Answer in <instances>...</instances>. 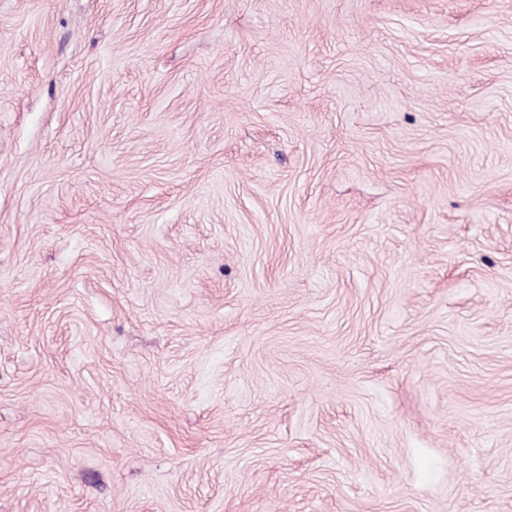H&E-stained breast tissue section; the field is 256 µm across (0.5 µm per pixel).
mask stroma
<instances>
[{"label": "stroma", "mask_w": 512, "mask_h": 512, "mask_svg": "<svg viewBox=\"0 0 512 512\" xmlns=\"http://www.w3.org/2000/svg\"><path fill=\"white\" fill-rule=\"evenodd\" d=\"M0 512H512V0H0Z\"/></svg>", "instance_id": "35a3bbf8"}]
</instances>
